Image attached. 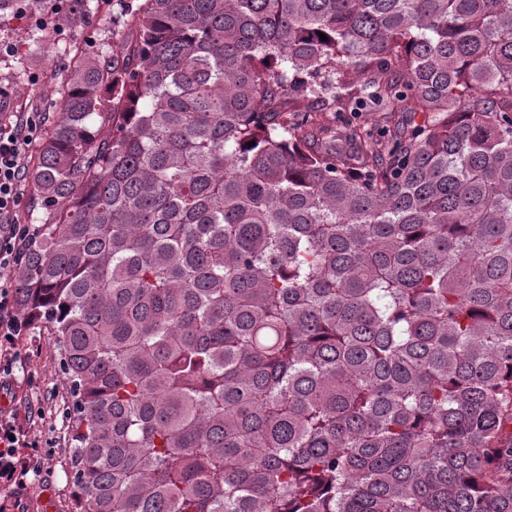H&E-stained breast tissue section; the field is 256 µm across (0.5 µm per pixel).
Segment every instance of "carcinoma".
I'll list each match as a JSON object with an SVG mask.
<instances>
[{"mask_svg":"<svg viewBox=\"0 0 512 512\" xmlns=\"http://www.w3.org/2000/svg\"><path fill=\"white\" fill-rule=\"evenodd\" d=\"M122 24L56 91L15 270L77 512H512L509 0Z\"/></svg>","mask_w":512,"mask_h":512,"instance_id":"cac0c4a2","label":"carcinoma"}]
</instances>
